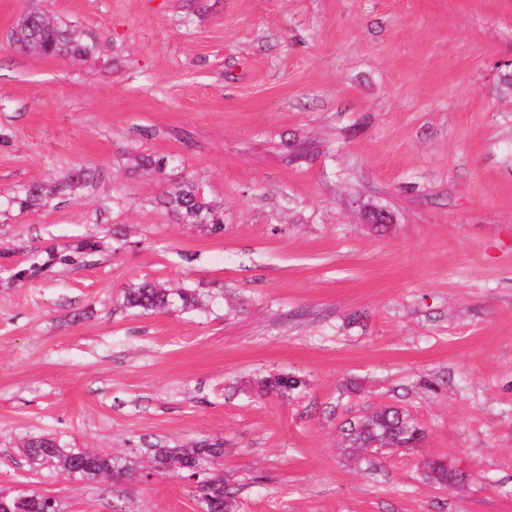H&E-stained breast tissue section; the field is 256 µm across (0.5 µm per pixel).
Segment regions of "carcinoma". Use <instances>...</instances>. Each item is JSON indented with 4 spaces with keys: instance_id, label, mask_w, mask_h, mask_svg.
Here are the masks:
<instances>
[{
    "instance_id": "carcinoma-1",
    "label": "carcinoma",
    "mask_w": 512,
    "mask_h": 512,
    "mask_svg": "<svg viewBox=\"0 0 512 512\" xmlns=\"http://www.w3.org/2000/svg\"><path fill=\"white\" fill-rule=\"evenodd\" d=\"M15 50L41 56L81 59L93 50L71 26L42 13L30 12L18 22L12 33ZM137 166L157 174L165 173L168 159L152 155L139 157ZM95 180L88 169L75 170L51 183L21 185L8 202L19 210L43 207L51 200L87 187ZM156 203L172 213L182 224L201 228L209 233L224 230L223 214L200 194L191 177L169 180ZM142 240L127 233L116 237L110 248L103 237L90 236L62 248L50 246L32 252L29 258L14 264H0V287L14 286L54 273L59 266H82L89 259L108 250L138 247ZM201 292L192 287H164L143 279L122 290V307L144 312L188 313L202 308ZM306 382L296 377L267 376L257 380L260 394L276 393L290 396L304 392ZM343 448L352 456L363 457L373 448H408L414 446L423 432L414 418L397 408L380 409L341 427ZM20 447L27 459L36 466L50 464L68 476L88 480L112 478H149L153 475L180 476L194 481L193 494L201 512H235V499L226 487L220 469L224 458V441L202 439L189 445H154L143 458H130L116 453H103L94 448L72 450L63 448L49 435H37L22 440ZM426 478L434 483L450 481L455 475L429 460L425 463ZM47 496L30 490L15 495L0 494V512H60L59 505L48 509Z\"/></svg>"
}]
</instances>
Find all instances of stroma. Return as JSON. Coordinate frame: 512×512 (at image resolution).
Masks as SVG:
<instances>
[{
    "mask_svg": "<svg viewBox=\"0 0 512 512\" xmlns=\"http://www.w3.org/2000/svg\"><path fill=\"white\" fill-rule=\"evenodd\" d=\"M32 10L93 53L16 51ZM146 154L176 157L222 234L155 204ZM78 167L93 187L8 204ZM115 226L139 246L0 288V491L199 512L181 478L68 477L18 443L220 437L237 512H512V0H0V248ZM145 277L206 306L123 310ZM269 374L307 388L258 394ZM384 407L423 439L353 460L340 426Z\"/></svg>",
    "mask_w": 512,
    "mask_h": 512,
    "instance_id": "1",
    "label": "stroma"
}]
</instances>
